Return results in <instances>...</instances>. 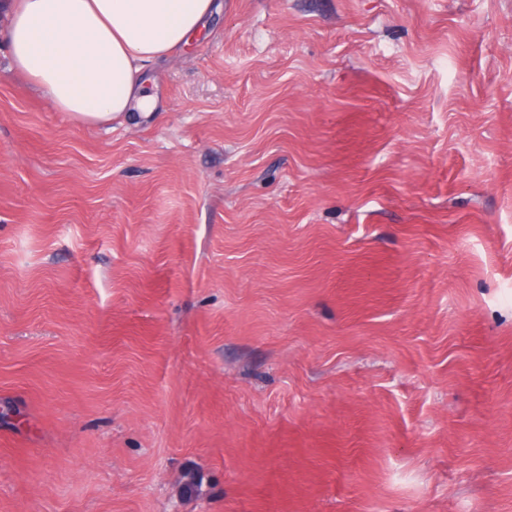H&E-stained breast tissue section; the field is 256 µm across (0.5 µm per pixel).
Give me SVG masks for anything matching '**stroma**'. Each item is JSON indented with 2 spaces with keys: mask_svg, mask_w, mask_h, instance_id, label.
I'll return each instance as SVG.
<instances>
[{
  "mask_svg": "<svg viewBox=\"0 0 512 512\" xmlns=\"http://www.w3.org/2000/svg\"><path fill=\"white\" fill-rule=\"evenodd\" d=\"M215 2L147 118L0 44V512H512V0Z\"/></svg>",
  "mask_w": 512,
  "mask_h": 512,
  "instance_id": "stroma-1",
  "label": "stroma"
}]
</instances>
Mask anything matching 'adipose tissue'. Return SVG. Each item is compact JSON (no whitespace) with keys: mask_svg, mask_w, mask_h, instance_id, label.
<instances>
[{"mask_svg":"<svg viewBox=\"0 0 512 512\" xmlns=\"http://www.w3.org/2000/svg\"><path fill=\"white\" fill-rule=\"evenodd\" d=\"M213 0H15L5 28L13 68L55 111L102 125L150 116L148 64L187 46Z\"/></svg>","mask_w":512,"mask_h":512,"instance_id":"1","label":"adipose tissue"}]
</instances>
